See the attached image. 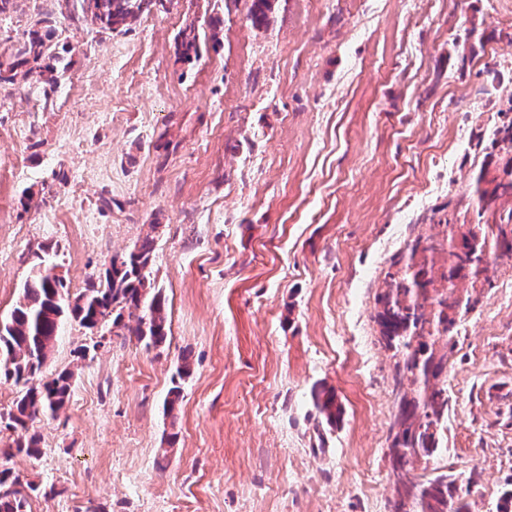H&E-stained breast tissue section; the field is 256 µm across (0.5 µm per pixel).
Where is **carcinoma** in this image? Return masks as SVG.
I'll return each instance as SVG.
<instances>
[{
    "label": "carcinoma",
    "instance_id": "carcinoma-1",
    "mask_svg": "<svg viewBox=\"0 0 512 512\" xmlns=\"http://www.w3.org/2000/svg\"><path fill=\"white\" fill-rule=\"evenodd\" d=\"M151 0H61L73 22L91 21L112 31L133 19ZM271 0H252L250 17L260 26L267 20ZM475 28L465 29L454 42L461 62L472 51ZM49 30L32 27L19 44L0 51V85L25 81L33 75L57 82L67 69L53 46ZM502 166L482 164L472 174L457 213L438 220L439 230L411 238L403 251L392 255L381 269L383 288L377 296L380 310L375 322L379 342L394 359L392 395L396 413L389 425L388 478L393 487L389 512H470V489L457 485L453 473L437 468L414 473L416 464H428L445 449L448 425V383L443 378L456 337L468 315L480 303V288H490L486 275L493 257H512V244L500 252L499 231L512 227V118L496 123L488 133ZM50 247L36 255L34 274L23 284L10 314L0 318V380L21 385L24 391L1 420L18 433L17 453L38 452L40 437L29 424L41 416L54 417L70 396L73 374L64 370L39 385L31 384L42 372L64 318L83 328L124 331L158 348L168 337L165 298L148 279L153 240L143 239L125 254L112 257L98 282L70 297L64 280L54 273ZM314 407L334 425L340 414L332 391H311ZM8 468L0 470V512H27L31 494L16 488Z\"/></svg>",
    "mask_w": 512,
    "mask_h": 512
}]
</instances>
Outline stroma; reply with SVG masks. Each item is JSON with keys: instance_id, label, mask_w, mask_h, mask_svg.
I'll list each match as a JSON object with an SVG mask.
<instances>
[{"instance_id": "1", "label": "stroma", "mask_w": 512, "mask_h": 512, "mask_svg": "<svg viewBox=\"0 0 512 512\" xmlns=\"http://www.w3.org/2000/svg\"><path fill=\"white\" fill-rule=\"evenodd\" d=\"M274 5L260 28L251 0H159L113 31L71 25L56 0L0 15V48L39 22L69 63L56 87L0 88L13 170L0 316L41 246L57 245L76 294L149 236L170 324L150 350L67 325L43 375L73 371L69 402L35 420L37 455L0 454L43 489L28 512H387L379 274L414 225L455 207L475 158L498 161L474 96L512 95V0ZM471 26L463 63L453 43ZM488 276L448 369V451L433 461L473 476L471 512H497L512 483V259ZM315 388L335 391V425Z\"/></svg>"}]
</instances>
